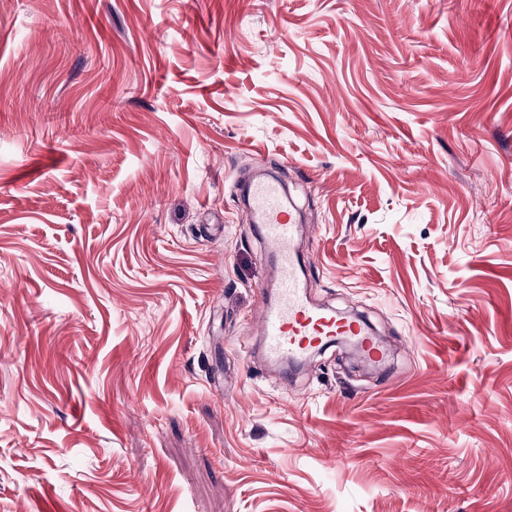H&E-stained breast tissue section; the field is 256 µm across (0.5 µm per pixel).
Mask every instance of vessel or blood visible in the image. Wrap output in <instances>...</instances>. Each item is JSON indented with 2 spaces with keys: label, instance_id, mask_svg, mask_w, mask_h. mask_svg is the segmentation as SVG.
I'll use <instances>...</instances> for the list:
<instances>
[{
  "label": "vessel or blood",
  "instance_id": "vessel-or-blood-1",
  "mask_svg": "<svg viewBox=\"0 0 512 512\" xmlns=\"http://www.w3.org/2000/svg\"><path fill=\"white\" fill-rule=\"evenodd\" d=\"M246 191L249 214L275 265L273 289L263 292L260 302L259 330L265 360L302 362L312 347L338 336L360 339L363 350L374 360H381V350L367 336L363 324L337 317L333 310L310 299L296 250L302 226L280 183L258 178Z\"/></svg>",
  "mask_w": 512,
  "mask_h": 512
}]
</instances>
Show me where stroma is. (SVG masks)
Listing matches in <instances>:
<instances>
[{
  "mask_svg": "<svg viewBox=\"0 0 512 512\" xmlns=\"http://www.w3.org/2000/svg\"><path fill=\"white\" fill-rule=\"evenodd\" d=\"M0 512H512V0H0ZM246 191L252 222L275 265L273 282L265 287L274 289L271 293L263 290L260 302L259 330L265 360L305 361L312 347L336 336L357 337L370 357L382 360L380 348L366 336L363 324L338 318L333 310L310 299L296 250L303 225L295 209L286 203L280 183L258 178Z\"/></svg>",
  "mask_w": 512,
  "mask_h": 512,
  "instance_id": "35a3bbf8",
  "label": "stroma"
}]
</instances>
